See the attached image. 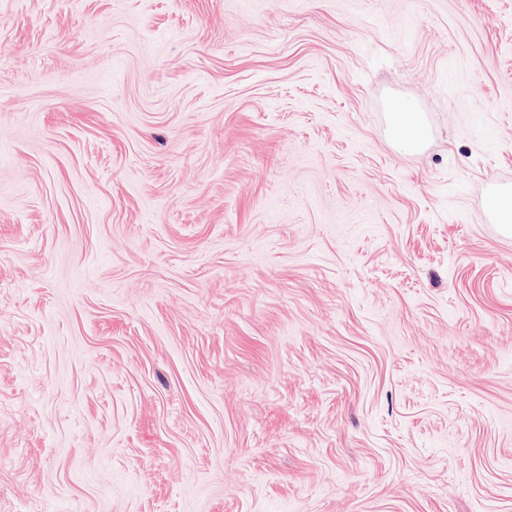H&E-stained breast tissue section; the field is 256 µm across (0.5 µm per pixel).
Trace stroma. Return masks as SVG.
Segmentation results:
<instances>
[{
    "mask_svg": "<svg viewBox=\"0 0 512 512\" xmlns=\"http://www.w3.org/2000/svg\"><path fill=\"white\" fill-rule=\"evenodd\" d=\"M494 185L512 0H0V512H512ZM389 135L403 149H417L428 137L423 117L405 102L393 104L388 113Z\"/></svg>",
    "mask_w": 512,
    "mask_h": 512,
    "instance_id": "35a3bbf8",
    "label": "stroma"
}]
</instances>
